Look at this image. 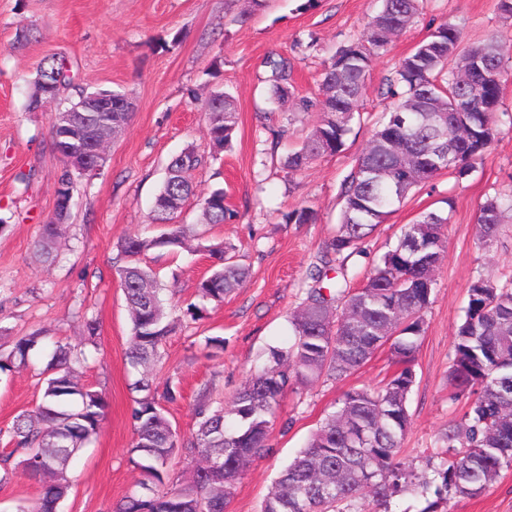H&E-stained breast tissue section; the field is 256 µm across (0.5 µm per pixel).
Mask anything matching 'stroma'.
<instances>
[{
  "label": "stroma",
  "mask_w": 512,
  "mask_h": 512,
  "mask_svg": "<svg viewBox=\"0 0 512 512\" xmlns=\"http://www.w3.org/2000/svg\"><path fill=\"white\" fill-rule=\"evenodd\" d=\"M498 0H423L413 25L394 38L376 59L368 89L340 153L314 160L294 174L279 165L320 118L301 110L297 99L317 100L323 63L336 49L367 31L379 0H266L250 12L249 0H0V349L40 330L78 342L84 321L99 324L97 347L81 374L83 384L103 393L107 406L99 434L79 453L69 472L71 489L60 512H110L141 477L130 461L134 431L130 420L134 380L126 363L130 322L112 268L118 245L130 235L152 237L160 226L149 214L169 159L186 148L205 156L192 170L196 195L178 216L199 221V198L212 189L226 193L238 212L229 224L207 225V243L236 245L249 268L242 288L217 303L198 296L209 276L207 251L158 248L146 261L170 291L168 305L180 324L155 368L158 384L178 382L180 395L166 410L182 436L195 427V394L209 384L213 396L229 402L249 374L260 368L269 347L291 338L288 316L304 297L309 271L340 221L339 188L390 106L387 83L398 61L441 22L462 26L464 43L497 38L504 46V93L496 114V139L468 176L444 173L421 185L351 256L352 287L363 285L371 265L395 242L404 225L421 212L448 215L446 258L436 273L425 332L414 354L416 384L408 409L411 427L403 454L417 468L441 450L442 435L462 414L463 401L448 398L454 333L464 314L471 284L480 278H512V213L489 245L477 236L475 213L486 196L512 194V17ZM29 41L15 48L19 32ZM293 64L295 101L270 104L262 62L267 55ZM64 59L71 76L66 98L96 90L119 91L134 103L124 135L111 142L99 173L76 183L70 217L53 261H40L36 242L56 207L59 161L50 148L55 104L27 108L37 70L45 58ZM232 94L238 125L230 150L213 155L201 107L213 90ZM285 135L278 145L271 131ZM309 206L313 224H287L283 213ZM195 304L198 318L185 317ZM224 340L209 352L206 341ZM43 353L30 366L0 374V456L11 446L5 434L22 411L41 398L37 373ZM394 366L381 347L349 376L288 394L271 429L270 456L256 461L239 481L226 512H260L279 470L302 448L342 394L374 385ZM41 484L22 466L0 483V512L32 502ZM451 512H512V469L475 498H455Z\"/></svg>",
  "instance_id": "1"
}]
</instances>
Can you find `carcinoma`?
<instances>
[{
	"instance_id": "obj_1",
	"label": "carcinoma",
	"mask_w": 512,
	"mask_h": 512,
	"mask_svg": "<svg viewBox=\"0 0 512 512\" xmlns=\"http://www.w3.org/2000/svg\"><path fill=\"white\" fill-rule=\"evenodd\" d=\"M421 0H380L368 31L340 47L324 66L317 103L302 99L306 111L318 106L320 120L299 148L284 158L282 167L296 173L323 155L342 150L359 102L367 90L372 61L388 52L391 42L375 29L398 36L420 13ZM469 61L471 80L462 86L456 63ZM268 98L287 102L291 63L269 56ZM502 73L503 49L497 39L467 46L458 24L445 20L398 63L387 84L392 99L378 120L369 143L340 187L341 224L326 243L320 264L311 270L313 285L306 289L299 309L290 317L291 342L268 350L266 363L236 392L229 406L214 405L213 391L199 389L194 416L196 430L180 438L162 403L177 399V386L156 383L151 366L175 328L165 306L164 285L144 263L155 248H188L189 238L201 234L187 224H175L157 237L130 236L120 251L124 264L115 267L130 318L126 361L136 378L130 419L135 437L132 452L142 478L111 512H225L236 482L256 460L270 452L269 434L285 394L316 382L340 379L366 363L382 346L390 345L396 370L376 388L346 392L337 410L327 414L306 446L279 472L264 498L261 512H389L390 501L410 489L432 492L435 501L422 512H436L441 502L477 497L489 489L502 471L512 469V282L480 278L468 290V304L453 344L448 388L467 399V407L444 434L438 465L417 469L401 457L402 441L411 426L408 400L415 384L411 364L424 333V312L431 304L435 281L428 276L445 259L442 229L449 217L431 211L401 230L397 243L384 252L369 271L364 287L351 291L347 283L322 286L333 265L344 269L345 259L361 253V244L395 211L419 184L453 171L465 175L482 162L495 141V114L502 89L486 78ZM54 83L55 94L70 84L64 60H44L34 89ZM212 146L231 147L238 112L235 99L213 91L203 104ZM74 124L83 139L93 138L115 117L113 112H77ZM59 114H53L52 148L60 166L56 179V207L73 191L67 145L58 138ZM448 131L439 139L437 130ZM448 146V164H433L439 146ZM201 162L187 148L167 165L156 195L151 220L171 221L170 202L185 206L195 195L189 172ZM512 211V195L493 196L478 205L479 240L492 243L502 214ZM236 217L224 206V190L215 189L201 203V223L224 224ZM286 224H312L316 214L303 207L282 215ZM61 235V225L45 223L37 241L40 256L49 259ZM216 263L197 287L203 299L224 301L241 287L248 270L237 248L221 242L207 246ZM83 341L72 345L58 340L45 368L39 372L41 401L21 412L8 431L14 451L23 455L25 472L39 477L42 489L29 506L17 512H58L70 490L68 472L77 452L98 434L104 416L101 393L79 382L87 362L85 347L96 345L98 324H85ZM44 340L32 333L0 353V373L24 365ZM182 453L193 463L188 481L162 490L173 456Z\"/></svg>"
}]
</instances>
